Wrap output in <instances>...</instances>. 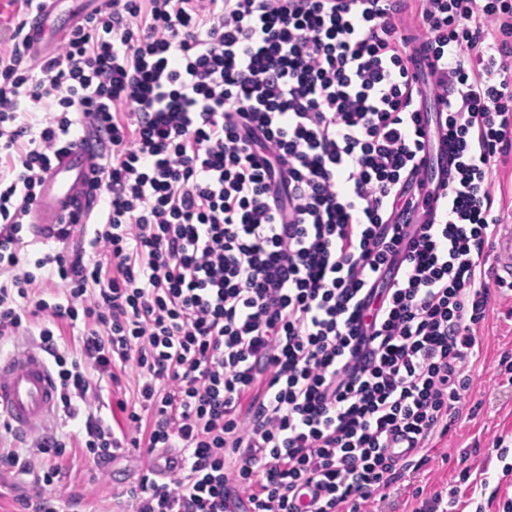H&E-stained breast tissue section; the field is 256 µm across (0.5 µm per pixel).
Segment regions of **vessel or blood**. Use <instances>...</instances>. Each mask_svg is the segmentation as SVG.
Here are the masks:
<instances>
[{"instance_id": "1", "label": "vessel or blood", "mask_w": 512, "mask_h": 512, "mask_svg": "<svg viewBox=\"0 0 512 512\" xmlns=\"http://www.w3.org/2000/svg\"><path fill=\"white\" fill-rule=\"evenodd\" d=\"M46 20V15L38 14L27 21V60L33 65L43 57L41 43ZM103 145L102 134L88 128L44 174L31 213L30 233L36 239H54L65 224L71 231L83 230L84 215L96 192V161ZM497 253L496 281L512 280V227L500 235ZM57 405L56 380L39 351L25 348L0 359L1 420L25 433L51 418Z\"/></svg>"}]
</instances>
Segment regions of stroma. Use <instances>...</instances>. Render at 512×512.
Returning <instances> with one entry per match:
<instances>
[{"mask_svg": "<svg viewBox=\"0 0 512 512\" xmlns=\"http://www.w3.org/2000/svg\"><path fill=\"white\" fill-rule=\"evenodd\" d=\"M478 359L472 368L473 383L463 395L458 414L448 418V434L431 441L422 454L425 463L408 470L387 491L384 501L374 503L375 512H412L418 502L414 489L424 496L455 486L459 489V512H498L488 501L489 487H499L512 497V475L504 476L505 464H512V451L499 458L492 447L496 436L512 434V383L500 375L498 363L512 357V291L492 288L489 311L478 329ZM137 376L134 364H127L120 387L101 380L103 402L98 414L114 431L127 429V416L117 406L118 399L131 392ZM82 418L64 412L43 425V433L64 441V475L50 488L62 512H118L123 493L135 486L151 466L146 450L126 453L97 466L78 446ZM468 474L460 482V474Z\"/></svg>", "mask_w": 512, "mask_h": 512, "instance_id": "obj_1", "label": "stroma"}]
</instances>
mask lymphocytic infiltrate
<instances>
[{"label":"lymphocytic infiltrate","instance_id":"obj_1","mask_svg":"<svg viewBox=\"0 0 512 512\" xmlns=\"http://www.w3.org/2000/svg\"><path fill=\"white\" fill-rule=\"evenodd\" d=\"M105 0L38 67L0 47V340L40 321L83 445L178 448L124 512H361L437 436L472 384L499 220L489 183L512 150V0ZM425 65L408 71V57ZM433 98L434 114L422 104ZM50 113L42 128L30 120ZM98 259L25 269L42 175L84 122ZM449 142L439 190L424 171ZM63 301L43 298L41 280ZM84 323L76 355L57 332ZM127 432L94 413L119 383ZM63 443L1 447L46 489ZM125 371L126 373L121 375V390L115 386L113 387L112 382L107 379L98 380L96 373H91L90 375L92 382L94 384L97 383V385L100 384L102 388L104 400L101 403L103 406L99 407L98 416H101L106 424L111 425L112 430L118 434H120L121 429L127 431L128 424L127 414L120 411L116 401L118 399L129 400L132 398V389L137 376V369L132 362L126 365ZM124 392H126V395H124Z\"/></svg>","mask_w":512,"mask_h":512}]
</instances>
